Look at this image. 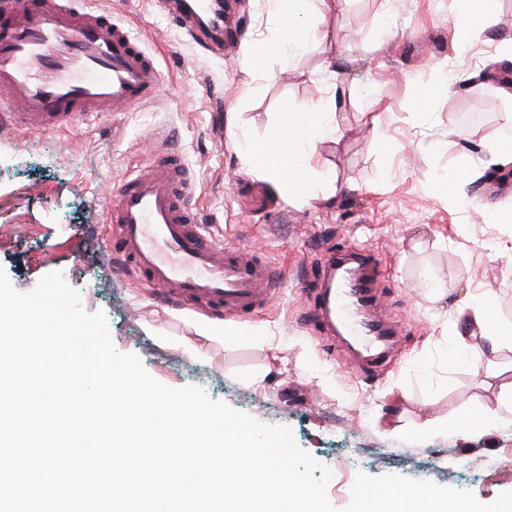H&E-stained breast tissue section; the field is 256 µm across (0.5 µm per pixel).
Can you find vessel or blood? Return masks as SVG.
<instances>
[{"label": "vessel or blood", "mask_w": 512, "mask_h": 512, "mask_svg": "<svg viewBox=\"0 0 512 512\" xmlns=\"http://www.w3.org/2000/svg\"><path fill=\"white\" fill-rule=\"evenodd\" d=\"M221 15L219 0H194L192 13L182 16L184 29L198 38L197 17ZM158 86L153 58L101 6L80 13L65 0H22L0 17V119L20 129H67L98 107L126 112L156 100ZM197 191L175 151L155 146L103 199L116 226L114 254L135 279L176 303L201 302L217 320L258 313L274 293V271L242 258L228 239L199 223L192 207ZM376 263L355 246L337 249L322 268L334 282L320 292L314 318L349 327L382 356L395 340L372 318L373 283L362 274Z\"/></svg>", "instance_id": "vessel-or-blood-1"}]
</instances>
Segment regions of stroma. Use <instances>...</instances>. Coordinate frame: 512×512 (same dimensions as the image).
<instances>
[{
    "instance_id": "obj_1",
    "label": "stroma",
    "mask_w": 512,
    "mask_h": 512,
    "mask_svg": "<svg viewBox=\"0 0 512 512\" xmlns=\"http://www.w3.org/2000/svg\"><path fill=\"white\" fill-rule=\"evenodd\" d=\"M155 58L157 101L127 112H97L72 128L30 134L0 122V268L27 293L60 272L85 312H105L116 348L137 355L170 387L196 385L295 442L332 472L337 512L351 499L344 466L370 476L395 473L471 491L483 503L512 491V418L462 439L460 422L495 403L512 381V341L490 346L465 336L472 300L494 301L512 327V223L488 224L487 207L512 211V179L479 175L467 198L448 204L438 190L462 164L494 168L497 123H512L499 91L512 61V0H490L492 27L460 44L454 0H342L328 26L344 58L341 139L322 156L336 174L332 206L283 198L248 172L237 138L263 141L279 112L300 109L327 76L318 57L294 54L270 82L244 84L240 59L254 32L257 0H239L234 48L194 41L157 0H105ZM488 115L461 126L460 113ZM377 114L388 140L363 130ZM181 155L200 191L202 223L258 254L278 273L268 310L241 319V336L205 337V309L171 306L123 275L110 252L103 194L145 158L154 139ZM353 241L379 255L381 299L398 336L383 368L356 358L345 338L309 319L323 257Z\"/></svg>"
}]
</instances>
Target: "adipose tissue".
Wrapping results in <instances>:
<instances>
[{"mask_svg": "<svg viewBox=\"0 0 512 512\" xmlns=\"http://www.w3.org/2000/svg\"><path fill=\"white\" fill-rule=\"evenodd\" d=\"M320 2L316 10L308 8L305 0H263L255 38L241 63L247 82L275 78V70L263 63L269 54L309 48L326 65L334 64L341 47L329 32L327 20L341 0ZM490 23L489 0H456L454 29L461 41L477 38ZM337 116V86L329 83L302 111L284 112L271 141L262 145L240 141L244 168H262L286 197L334 204L335 178L330 169L320 166L319 158L324 144L339 141L343 135Z\"/></svg>", "mask_w": 512, "mask_h": 512, "instance_id": "ef3b65f1", "label": "adipose tissue"}]
</instances>
